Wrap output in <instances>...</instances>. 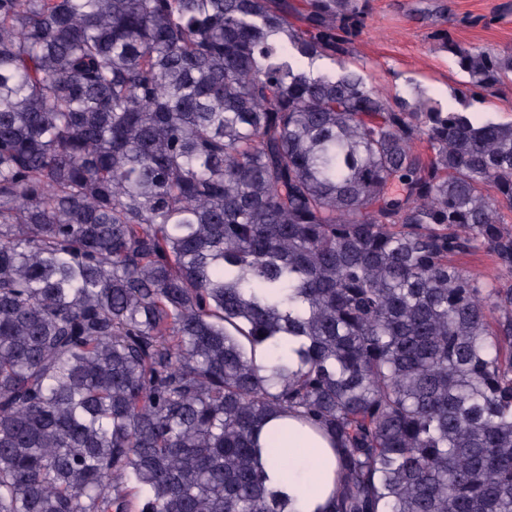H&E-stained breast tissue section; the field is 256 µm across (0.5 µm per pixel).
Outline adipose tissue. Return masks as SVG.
I'll list each match as a JSON object with an SVG mask.
<instances>
[{
	"instance_id": "obj_1",
	"label": "adipose tissue",
	"mask_w": 512,
	"mask_h": 512,
	"mask_svg": "<svg viewBox=\"0 0 512 512\" xmlns=\"http://www.w3.org/2000/svg\"><path fill=\"white\" fill-rule=\"evenodd\" d=\"M300 462L319 468L316 489H309L305 480L285 474L279 465L271 462L265 467L267 482L290 498L295 512H317L325 506L334 489L336 454L330 441L316 434L307 437Z\"/></svg>"
}]
</instances>
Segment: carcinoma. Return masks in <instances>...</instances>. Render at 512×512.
I'll return each mask as SVG.
<instances>
[{"label":"carcinoma","instance_id":"carcinoma-1","mask_svg":"<svg viewBox=\"0 0 512 512\" xmlns=\"http://www.w3.org/2000/svg\"><path fill=\"white\" fill-rule=\"evenodd\" d=\"M368 2L0 0V512H290L272 417L321 512H512V122L368 84ZM312 434L313 437L306 435L307 445L299 446L293 438V433L288 432V439L284 440L283 448H303L301 459L294 461L296 468L301 464L314 468L320 466L316 490H310L304 479H299L290 472L287 477L277 464L269 462L265 467L267 483L288 496L296 512H316L318 508L325 506L334 489L336 454L333 446L328 439Z\"/></svg>","mask_w":512,"mask_h":512}]
</instances>
